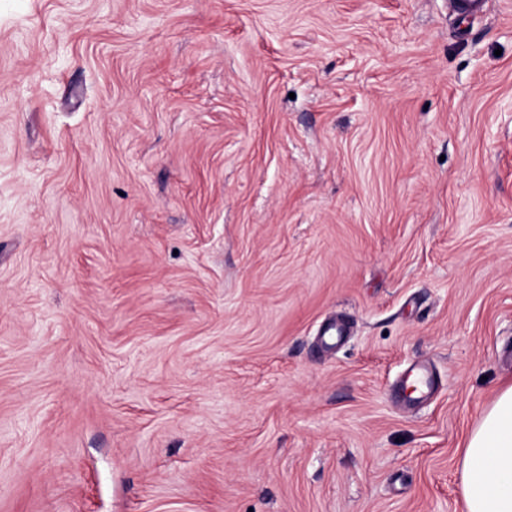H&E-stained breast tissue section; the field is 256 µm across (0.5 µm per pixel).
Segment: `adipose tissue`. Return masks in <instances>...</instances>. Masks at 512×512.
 I'll list each match as a JSON object with an SVG mask.
<instances>
[{
  "instance_id": "1",
  "label": "adipose tissue",
  "mask_w": 512,
  "mask_h": 512,
  "mask_svg": "<svg viewBox=\"0 0 512 512\" xmlns=\"http://www.w3.org/2000/svg\"><path fill=\"white\" fill-rule=\"evenodd\" d=\"M463 512H512V384L500 388L463 448Z\"/></svg>"
}]
</instances>
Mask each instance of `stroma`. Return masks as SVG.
I'll list each match as a JSON object with an SVG mask.
<instances>
[{
    "label": "stroma",
    "mask_w": 512,
    "mask_h": 512,
    "mask_svg": "<svg viewBox=\"0 0 512 512\" xmlns=\"http://www.w3.org/2000/svg\"><path fill=\"white\" fill-rule=\"evenodd\" d=\"M508 381L512 0H0V512H462ZM433 380L422 369H413L402 380L399 386V394L405 399L406 392L409 390L413 394L417 388L424 393L431 387ZM412 388V390H410Z\"/></svg>",
    "instance_id": "1"
}]
</instances>
